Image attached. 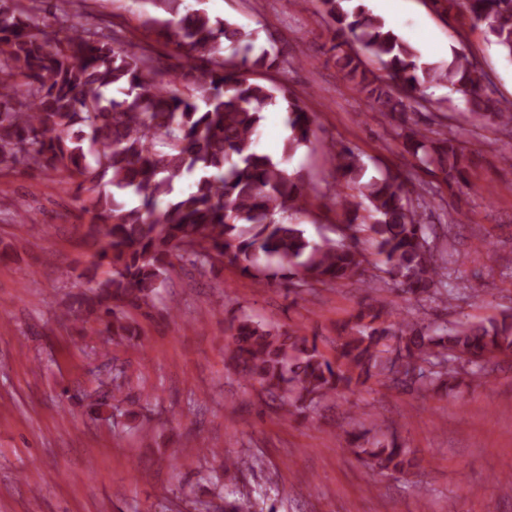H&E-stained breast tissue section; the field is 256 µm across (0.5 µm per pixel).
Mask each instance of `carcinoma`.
Instances as JSON below:
<instances>
[{"label":"carcinoma","instance_id":"1","mask_svg":"<svg viewBox=\"0 0 512 512\" xmlns=\"http://www.w3.org/2000/svg\"><path fill=\"white\" fill-rule=\"evenodd\" d=\"M44 14L0 0V175L53 170L65 175L89 215L87 236L107 276L70 297L69 321L93 317L112 345L140 333L132 312L152 309L167 286L174 260L199 272L227 265L258 285H291L292 302L318 287L355 281L411 298L446 304L458 299L441 287L440 238L450 229L422 221L416 186L391 171L368 174L360 154L333 145L339 178L327 194L338 200L351 241L309 239L288 220L306 211L317 192L291 157L309 146L314 116L287 87L259 77L273 68L275 49H256L257 32L184 0H160L164 18L145 21L156 42L172 48L168 63L153 45L105 21L74 26L63 0H39ZM484 26L512 60V0H448ZM334 37L353 38L387 77L370 76L358 53L332 45L336 66L373 107L400 120L401 155L441 176L448 189L470 186L469 157L455 136L406 125L425 91L445 86L461 95L476 129L512 136V102L493 96L476 61L454 49L448 60L421 61L383 19L354 0H320ZM288 114L290 135L281 158L258 151L265 112ZM378 261L359 250L358 234ZM230 366L258 383L285 419L297 418L375 378L397 388L451 391L464 378L489 382L488 364L512 355V311L450 331L418 312L399 321L369 307L344 326L334 358L317 337L280 330L243 312L229 324ZM358 460L378 473L407 475L418 462L398 437L359 445ZM254 459L224 457V512H255L251 494L229 487Z\"/></svg>","mask_w":512,"mask_h":512}]
</instances>
